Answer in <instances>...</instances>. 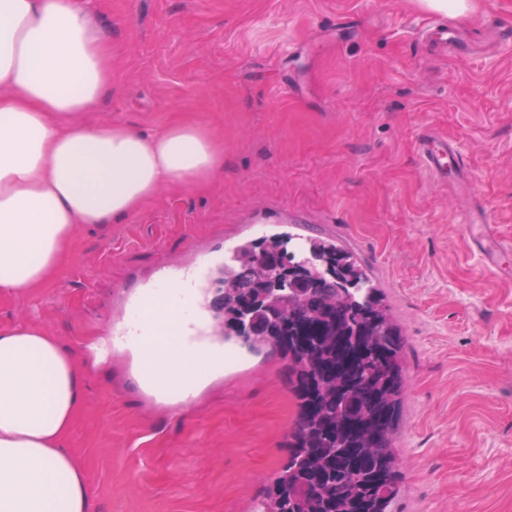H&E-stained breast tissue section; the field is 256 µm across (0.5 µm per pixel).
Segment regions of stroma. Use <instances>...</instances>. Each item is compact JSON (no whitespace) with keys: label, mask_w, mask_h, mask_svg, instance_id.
<instances>
[{"label":"stroma","mask_w":512,"mask_h":512,"mask_svg":"<svg viewBox=\"0 0 512 512\" xmlns=\"http://www.w3.org/2000/svg\"><path fill=\"white\" fill-rule=\"evenodd\" d=\"M455 17L472 55L433 52L418 0H94L112 31V86L88 123L150 132L183 121L224 141L203 190L165 185L117 224H84L39 287L0 291V328L46 330L71 351L84 399L65 444L93 512H251L288 455V362L226 342L224 369L171 407L145 398L128 353H98L139 286L189 242L242 240L261 219L328 237L373 274L404 326L400 512H512V0ZM464 166L439 181L423 133ZM488 212L485 262L466 217Z\"/></svg>","instance_id":"obj_1"}]
</instances>
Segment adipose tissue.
<instances>
[{
	"label": "adipose tissue",
	"mask_w": 512,
	"mask_h": 512,
	"mask_svg": "<svg viewBox=\"0 0 512 512\" xmlns=\"http://www.w3.org/2000/svg\"><path fill=\"white\" fill-rule=\"evenodd\" d=\"M111 43L79 0H0V291L42 284L80 225L125 219L164 185L207 186L224 167L223 142L197 125L147 135L83 122L112 84ZM171 295L147 298L142 346L165 371ZM81 394L53 337L0 330V512H91L63 444Z\"/></svg>",
	"instance_id": "ef3b65f1"
}]
</instances>
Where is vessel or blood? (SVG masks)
Wrapping results in <instances>:
<instances>
[{
  "label": "vessel or blood",
  "instance_id": "b4317fda",
  "mask_svg": "<svg viewBox=\"0 0 512 512\" xmlns=\"http://www.w3.org/2000/svg\"><path fill=\"white\" fill-rule=\"evenodd\" d=\"M422 155L428 169L443 178L447 177L449 168L460 167L462 161L457 149L434 136L424 140ZM222 262L220 251L194 245L183 262L161 270L153 281L142 285L139 290L132 291L127 285H119L117 294L123 302V312L120 320L106 325V343L115 349L140 347L147 324L143 295L171 288L175 291L174 333L182 338L178 346L179 355L187 356L208 349L212 330L209 314L203 305V294L206 288L211 287L213 273ZM158 369V362L152 359L139 363L138 374L149 399H186L192 395L195 379L191 369L184 368L167 376L159 375Z\"/></svg>",
  "mask_w": 512,
  "mask_h": 512
}]
</instances>
